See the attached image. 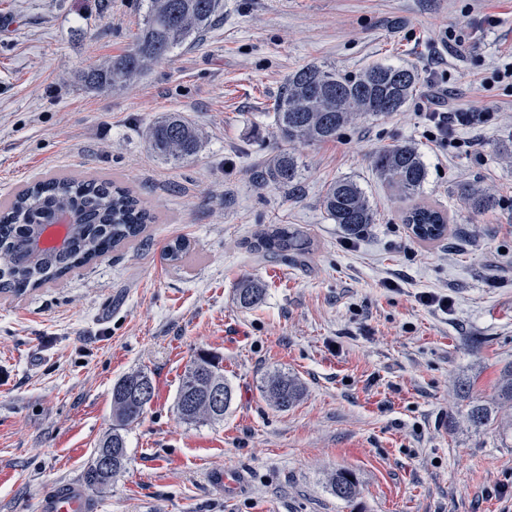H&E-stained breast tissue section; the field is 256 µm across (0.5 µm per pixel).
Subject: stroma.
<instances>
[{"instance_id": "stroma-1", "label": "stroma", "mask_w": 512, "mask_h": 512, "mask_svg": "<svg viewBox=\"0 0 512 512\" xmlns=\"http://www.w3.org/2000/svg\"><path fill=\"white\" fill-rule=\"evenodd\" d=\"M144 0H0V202L47 175L114 181L155 216L142 240L16 298L0 294V512H33L62 480L82 481L112 427V386L149 373L155 397L126 432V469L99 512H512V405L498 381L512 366V89L482 81L512 54V0H224L203 41L177 50L122 90L80 75L131 49ZM498 19L496 26L484 16ZM464 30L462 46L446 34ZM310 63L354 75L412 65L421 80L401 111L343 128L301 151L296 192L260 181L281 149L273 106ZM448 86L456 108L497 107L457 127L451 146L425 136L426 96ZM182 113L202 132L193 159L149 150L150 124ZM417 148L421 198L448 212V231L417 242L408 202L373 155ZM355 180L377 214L355 237L322 198ZM468 186L492 194L475 212ZM304 231L299 262L269 263L246 243L265 225ZM185 238L179 264L164 247ZM264 303L236 301L241 278ZM448 296L447 310L419 296ZM233 390L223 421L188 424L175 401L199 352ZM302 384L294 406L263 395L271 375ZM475 405L484 425L465 418ZM456 426H449V418ZM247 473L224 498L212 473ZM350 472L358 496L330 493Z\"/></svg>"}]
</instances>
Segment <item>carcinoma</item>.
Segmentation results:
<instances>
[{
	"instance_id": "obj_1",
	"label": "carcinoma",
	"mask_w": 512,
	"mask_h": 512,
	"mask_svg": "<svg viewBox=\"0 0 512 512\" xmlns=\"http://www.w3.org/2000/svg\"><path fill=\"white\" fill-rule=\"evenodd\" d=\"M222 16L223 0H147L132 49L83 72L81 79L94 89L120 90L175 49L202 36ZM419 83V73L412 65L374 64L354 76L341 75L325 65L303 66L288 77L274 105L277 135L287 147L270 159L259 177L282 188L297 186L301 165L289 147L332 141L344 126L362 116L385 117L398 112ZM147 139L153 152L167 162L187 160L201 147L198 129L179 113L156 120L148 128ZM374 167L390 188L408 199L421 193L427 179L421 155L407 144L376 153ZM461 197L476 211L489 208L493 201L491 195L473 188H461ZM322 204L329 219L348 235L376 221L365 191L350 178L331 183ZM65 210L76 218L66 249H46L32 257L36 225L53 223ZM153 220V214L137 196L110 181L53 176L29 185L0 206V293L19 297L88 265L114 248L137 241ZM403 223L421 241L438 240L448 229L446 213L428 205L410 207ZM311 247L310 241L286 225L261 230L253 245L259 256L285 262L305 258ZM189 248V242L177 238L166 246L165 259L176 264ZM265 296V288L249 278L237 288V300L243 308L261 304ZM140 377L149 374L132 371L112 387V430L100 440L84 475L85 482L96 489L111 486L126 469V427L140 420L154 399L151 395L140 400L126 388L127 383ZM216 393L223 395L219 406L214 402ZM265 393L276 408L286 410L300 398L302 386L293 378L275 376ZM231 403L232 389L215 357L206 352L197 354L177 394L179 418L186 423L221 421ZM329 487L337 498L347 502L354 501L358 494L356 481L347 472L335 474Z\"/></svg>"
}]
</instances>
